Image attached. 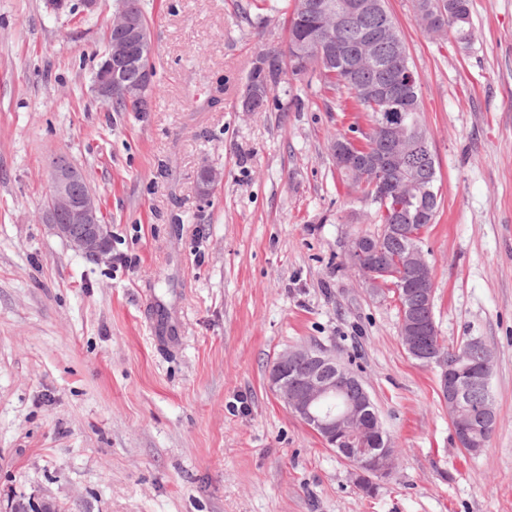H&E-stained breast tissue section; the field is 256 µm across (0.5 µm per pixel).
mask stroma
I'll return each mask as SVG.
<instances>
[{
  "mask_svg": "<svg viewBox=\"0 0 512 512\" xmlns=\"http://www.w3.org/2000/svg\"><path fill=\"white\" fill-rule=\"evenodd\" d=\"M143 6L150 109L115 112L89 86L117 0L58 16L0 0V512H512V0H471L468 47L388 0L436 159L438 334L493 355L498 425L475 455L436 370L405 352L397 302L345 260L383 227L328 147L367 115L315 68L239 109L293 0ZM57 154L98 198L105 260L38 219ZM205 163L224 179L204 200ZM300 345L364 382L396 448L373 495L268 387Z\"/></svg>",
  "mask_w": 512,
  "mask_h": 512,
  "instance_id": "stroma-1",
  "label": "stroma"
}]
</instances>
